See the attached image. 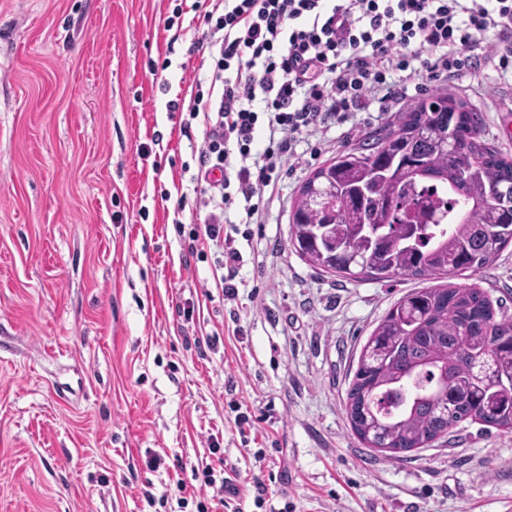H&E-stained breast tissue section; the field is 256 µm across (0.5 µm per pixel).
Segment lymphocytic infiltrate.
<instances>
[{
	"label": "lymphocytic infiltrate",
	"instance_id": "lymphocytic-infiltrate-1",
	"mask_svg": "<svg viewBox=\"0 0 512 512\" xmlns=\"http://www.w3.org/2000/svg\"><path fill=\"white\" fill-rule=\"evenodd\" d=\"M207 34L218 51L209 87L192 82L175 111L201 121L196 182L207 209L197 243L221 246L226 298L237 294L241 256L220 236L224 214L262 221L303 130L328 115L367 106L371 92L391 99L405 83L439 79L493 59L512 72V0H212ZM269 131L259 156V125Z\"/></svg>",
	"mask_w": 512,
	"mask_h": 512
}]
</instances>
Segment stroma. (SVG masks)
Wrapping results in <instances>:
<instances>
[{
  "instance_id": "stroma-1",
  "label": "stroma",
  "mask_w": 512,
  "mask_h": 512,
  "mask_svg": "<svg viewBox=\"0 0 512 512\" xmlns=\"http://www.w3.org/2000/svg\"><path fill=\"white\" fill-rule=\"evenodd\" d=\"M208 9L0 0V512H199L207 466L242 512H512V431L464 422L394 459L344 411L372 332L429 280L352 281L289 241L311 172L431 93L467 102L512 158V73L374 94L302 133L262 223L226 215L242 255L229 300L220 249L189 248L203 129L170 109L209 79ZM448 282L512 315V244Z\"/></svg>"
}]
</instances>
